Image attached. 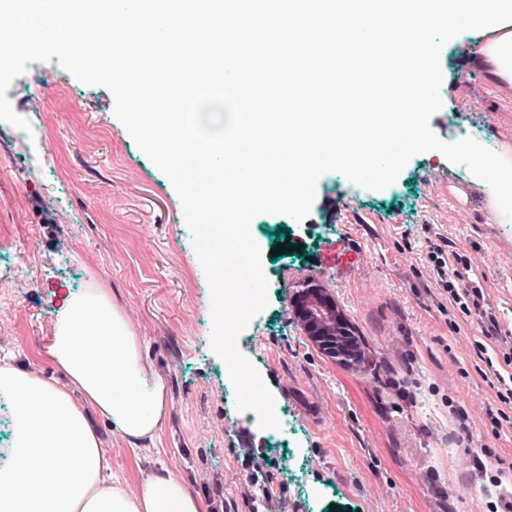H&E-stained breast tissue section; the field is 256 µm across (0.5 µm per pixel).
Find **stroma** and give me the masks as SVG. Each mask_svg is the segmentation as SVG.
<instances>
[{"instance_id": "obj_1", "label": "stroma", "mask_w": 512, "mask_h": 512, "mask_svg": "<svg viewBox=\"0 0 512 512\" xmlns=\"http://www.w3.org/2000/svg\"><path fill=\"white\" fill-rule=\"evenodd\" d=\"M480 42L465 32L442 47L445 109L430 127L445 142L512 145V87L494 80ZM17 101L36 129L23 137L0 125V358L62 378L41 355L62 295L89 282L111 290L170 400L157 437L136 446L97 424L128 490L139 471L164 465L205 512H490L512 496V430L496 424L512 408L495 387L496 373L512 372V223H500L466 166L421 153L380 191L330 171L304 221L254 218L269 304L238 345L288 426L279 442L236 407L181 200L115 116L112 92L32 62ZM297 235L301 250L273 259ZM437 248L467 258L497 335L451 306L430 260ZM310 280L360 336L356 367L303 330L295 301ZM250 459L262 485L246 477Z\"/></svg>"}]
</instances>
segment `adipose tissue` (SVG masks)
Instances as JSON below:
<instances>
[{
  "label": "adipose tissue",
  "instance_id": "obj_1",
  "mask_svg": "<svg viewBox=\"0 0 512 512\" xmlns=\"http://www.w3.org/2000/svg\"><path fill=\"white\" fill-rule=\"evenodd\" d=\"M42 355L65 382L0 360V403L12 419L0 512H203L201 499L163 465L126 490L89 422L96 413L134 445L155 438L168 416L165 381L144 364L142 342L109 289L67 293Z\"/></svg>",
  "mask_w": 512,
  "mask_h": 512
}]
</instances>
